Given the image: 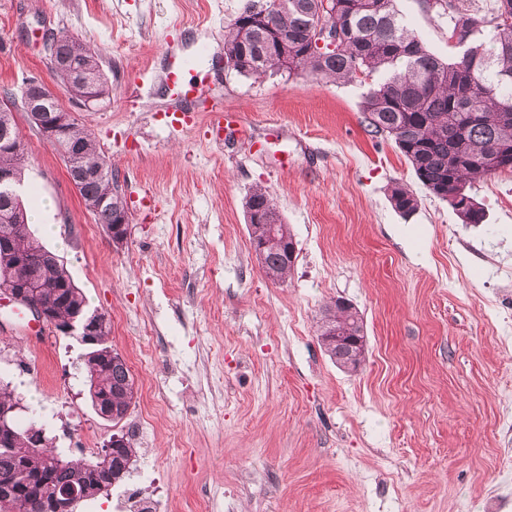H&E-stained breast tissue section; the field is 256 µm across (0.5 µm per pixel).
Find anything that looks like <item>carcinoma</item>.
<instances>
[{
	"mask_svg": "<svg viewBox=\"0 0 512 512\" xmlns=\"http://www.w3.org/2000/svg\"><path fill=\"white\" fill-rule=\"evenodd\" d=\"M332 15L336 26L349 35L333 51L311 49L310 29L320 19L322 0H248L228 32L224 52L232 60L230 69L244 77L267 73L304 72L317 78L352 81L358 77L377 79L363 104V122L369 133L391 140L411 164L417 179L430 194L448 202L464 224H481L483 208L471 194L474 183L491 175L486 160L497 155L499 170L512 171V0H495L490 16L479 17L466 4L448 2L450 31L460 35V56L444 60L431 53L408 28L396 0H334ZM494 30L488 43L482 39L485 27ZM57 55L72 61L70 71H53L70 99L84 103L91 93L105 100L112 88L96 53L74 35L53 36ZM20 138L14 109L0 105V131ZM58 153L79 152L85 176L78 192L97 223L114 225L116 212L125 209L119 193L118 176L112 171L95 137L77 122L66 137L53 143ZM27 152L16 151L0 142V170L12 174L10 190L0 189V216L13 222L0 223L7 234L0 243V290L26 286L20 258L40 269L42 288L37 300L50 310L57 323L67 322L86 310L81 289L64 263L51 255L28 228V216L17 188L22 181ZM393 208L404 216L418 207L414 194L395 186ZM250 242H260L271 230H281L277 208L269 195L256 189L245 197ZM283 245L265 252L262 270L273 281L290 273L294 259ZM336 311L323 317L355 333H363L356 313L335 301ZM84 376L91 404L112 411V422L122 421L134 398L130 368L109 345V334L83 357ZM21 397L0 380V410H11ZM110 459L95 456L89 461H67L54 465L60 454L45 442V429L30 421L14 420L13 432L3 433L0 447V496L9 498L7 512H52L51 490L74 487L78 500L95 497L123 481L135 457L125 435L112 434Z\"/></svg>",
	"mask_w": 512,
	"mask_h": 512,
	"instance_id": "cac0c4a2",
	"label": "carcinoma"
}]
</instances>
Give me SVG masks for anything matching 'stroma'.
Here are the masks:
<instances>
[{
  "label": "stroma",
  "mask_w": 512,
  "mask_h": 512,
  "mask_svg": "<svg viewBox=\"0 0 512 512\" xmlns=\"http://www.w3.org/2000/svg\"><path fill=\"white\" fill-rule=\"evenodd\" d=\"M245 2L0 0V89L59 88L48 31L84 39L112 88L73 114L118 176L127 241L96 224L22 111L20 194L29 211L49 202L56 234L31 230L109 319L135 399L120 423L100 418L79 368L86 346L53 331L23 342L11 308L0 309V380L47 414L67 458L130 437L129 476L77 512L140 508L142 491L161 498L152 512H201L205 494L228 491L236 512H512V171L476 185L485 221L462 224L394 143L368 132L367 84L225 68L224 32ZM398 7L432 53L455 55L447 11ZM169 46L190 60L187 78L209 72L242 135L215 145L203 112L168 126L156 74ZM397 185L418 198L410 217L390 203ZM256 188L297 243L280 283L251 250L243 203ZM339 298L367 336L354 373L317 339ZM151 388L165 405L148 408Z\"/></svg>",
  "instance_id": "35a3bbf8"
}]
</instances>
